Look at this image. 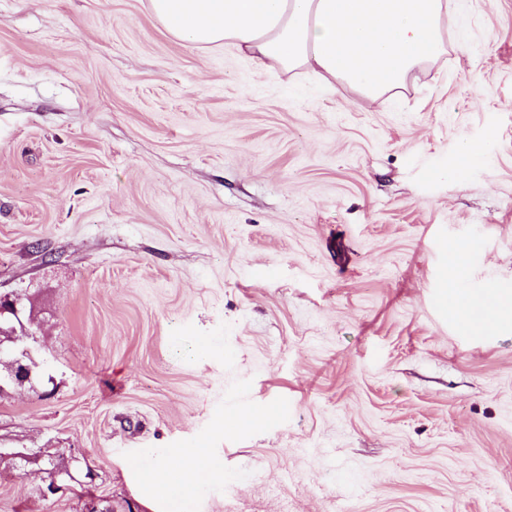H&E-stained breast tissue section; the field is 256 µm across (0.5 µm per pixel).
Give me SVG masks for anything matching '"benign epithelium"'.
Instances as JSON below:
<instances>
[{"label":"benign epithelium","instance_id":"obj_1","mask_svg":"<svg viewBox=\"0 0 512 512\" xmlns=\"http://www.w3.org/2000/svg\"><path fill=\"white\" fill-rule=\"evenodd\" d=\"M25 305L20 296H0V368L6 367L7 379L22 385L32 377V365L23 362L28 350L17 351V343L37 336L25 327Z\"/></svg>","mask_w":512,"mask_h":512}]
</instances>
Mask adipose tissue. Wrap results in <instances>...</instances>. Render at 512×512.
<instances>
[{"mask_svg": "<svg viewBox=\"0 0 512 512\" xmlns=\"http://www.w3.org/2000/svg\"><path fill=\"white\" fill-rule=\"evenodd\" d=\"M157 22L193 47L233 44L263 67H305L372 102L401 87L448 41L447 0H149ZM468 249L448 247L447 298L467 325L476 314L499 325L512 314V292L489 288L469 296L462 282ZM176 462L148 456L138 464L143 486L169 512H193L197 498L216 481L202 443L176 451Z\"/></svg>", "mask_w": 512, "mask_h": 512, "instance_id": "adipose-tissue-1", "label": "adipose tissue"}]
</instances>
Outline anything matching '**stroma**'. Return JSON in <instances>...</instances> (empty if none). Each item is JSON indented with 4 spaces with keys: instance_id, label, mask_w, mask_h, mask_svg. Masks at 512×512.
<instances>
[{
    "instance_id": "obj_1",
    "label": "stroma",
    "mask_w": 512,
    "mask_h": 512,
    "mask_svg": "<svg viewBox=\"0 0 512 512\" xmlns=\"http://www.w3.org/2000/svg\"><path fill=\"white\" fill-rule=\"evenodd\" d=\"M452 242L512 289V0H448L379 103L148 0H0V295L41 325L0 512H162L135 465L191 440L230 476L195 512H512V323L449 310Z\"/></svg>"
}]
</instances>
